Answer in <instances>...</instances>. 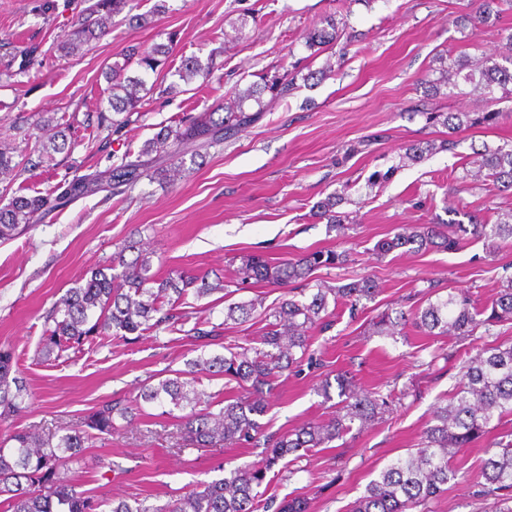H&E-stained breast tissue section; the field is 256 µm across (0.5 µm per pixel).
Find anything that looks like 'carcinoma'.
I'll use <instances>...</instances> for the list:
<instances>
[{
    "instance_id": "obj_1",
    "label": "carcinoma",
    "mask_w": 512,
    "mask_h": 512,
    "mask_svg": "<svg viewBox=\"0 0 512 512\" xmlns=\"http://www.w3.org/2000/svg\"><path fill=\"white\" fill-rule=\"evenodd\" d=\"M127 0H94L85 8L81 22L59 44L64 55L70 56L82 46L98 38L112 16L126 7ZM501 0H480L475 14L466 21L476 30L499 13ZM326 26L313 28L305 35L309 49L336 44L341 32L336 18L325 19ZM503 53L476 60L441 59L436 77L425 81L427 91L438 93L441 88L456 85L460 77L473 90L489 95V100L512 99V30L503 29ZM171 50L170 44L159 43L147 52L135 51L122 55V60L106 66L104 75L109 86L108 105L115 113L137 112L149 92L145 76L164 69ZM204 67L195 58L184 60L178 71L180 80L188 82L202 74ZM501 96L492 97L494 90ZM295 90L287 75L262 73L246 89L209 112L185 114L173 125L163 126L146 140L135 159L123 157L112 165L109 181L112 189H130L146 172L159 181L175 185L186 174L182 156L193 148L192 157H206L208 149L257 121L266 106L281 100ZM505 116L503 112H432L429 121L448 128V139L439 144L425 142L405 148L400 159L419 161L434 152L455 151L460 145L456 134L467 129L488 126ZM50 134L41 144V159L48 166L55 155L70 153L73 148L68 123L50 125ZM475 169L462 166L458 191L469 190L474 184L490 180L512 191V143L495 148L485 146L473 153ZM19 176V164L11 152L0 148V180L14 181ZM102 172L94 171L73 182L58 193L49 191L36 196L16 195L0 207V241L20 237L30 224L46 213L62 210L82 196L95 194ZM341 196L331 193L316 204L315 216L326 221L329 228L344 230L346 216L336 211ZM483 240L489 246L512 238V210L500 211L496 222L488 224L475 215L469 223L422 224L403 227L390 238L376 245L385 255L405 248L409 251L426 249L454 250L468 238ZM136 252L132 260L125 253ZM349 252L310 251L293 260L271 261L261 255L246 254L234 269V278L225 282L206 275L180 272L161 277L152 271V253L130 240L112 254L110 264L90 272L85 282L66 290L47 316V326L41 336L42 361L60 359L71 350L93 349L111 337L134 342L147 332L160 329L173 331L188 315L176 314L177 305L188 294L198 298L222 291L231 295L230 287H291L300 298L290 297L273 307L264 306L257 297L233 302L224 308V322L241 324L259 313L267 320L262 337L264 348L247 344L228 343L222 354H201L188 362V369L173 377L161 379L145 387L139 398L145 403L168 405L170 410L183 412L181 430L187 441L197 448L246 445L259 450L263 466L241 465L228 475L202 483L188 493L160 506H149L140 499H114L111 512H256L258 492L280 459L301 449L321 448L342 437L350 430V422L365 423L378 419L389 411L391 395L363 392L352 378L336 375L339 401L334 416L312 421L289 432L277 435L265 431L260 422L270 406L275 381L285 372L315 370L322 366L320 355L311 349L309 338L317 329L330 326L333 312L329 306L343 303L356 310L363 300H372L380 288L369 277L353 279L336 285L319 281L316 291L305 297L310 288L312 272L347 265ZM427 305L410 313L386 311L372 322L371 333L394 336L399 327L411 320L429 335L438 333L469 337L482 331L494 335L493 328L512 321V276L508 286L500 290L490 304L477 308L470 297L450 291L435 295L429 286ZM19 355L15 349L0 344V423L14 419L27 408L29 391L19 376ZM222 376L235 381L244 394L224 401L213 410L208 405L199 408L201 396L195 389V374ZM461 379L450 395L449 402L437 406L433 425L424 432L420 447L386 465L378 477L367 486L366 493L351 508V512H431L430 504L448 491V482L456 472L450 459L462 448L497 429L502 420L512 415V346L487 344L460 369ZM133 416V407L122 401H105L92 408L72 425L61 427L64 434L43 436L16 427L0 434V496L6 512H100L101 501L83 489L82 461L90 441L99 435H110L115 419ZM480 477L483 495L505 503L499 512H512L509 498L502 492H512V431H504L493 442L489 457L484 460Z\"/></svg>"
}]
</instances>
